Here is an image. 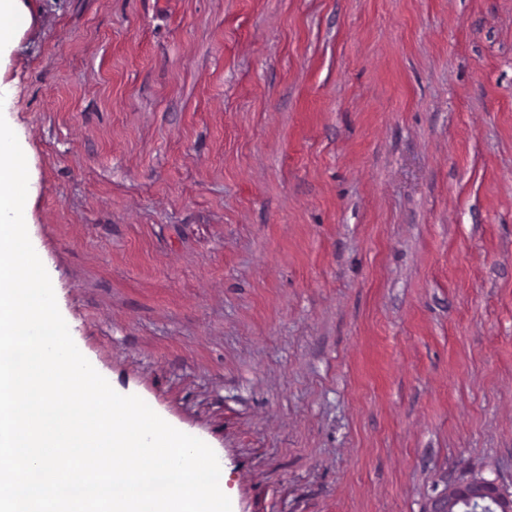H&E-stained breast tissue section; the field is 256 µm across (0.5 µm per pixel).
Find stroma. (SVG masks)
Returning <instances> with one entry per match:
<instances>
[{
  "label": "stroma",
  "instance_id": "obj_1",
  "mask_svg": "<svg viewBox=\"0 0 512 512\" xmlns=\"http://www.w3.org/2000/svg\"><path fill=\"white\" fill-rule=\"evenodd\" d=\"M16 4L59 311L232 512L512 493V0Z\"/></svg>",
  "mask_w": 512,
  "mask_h": 512
}]
</instances>
